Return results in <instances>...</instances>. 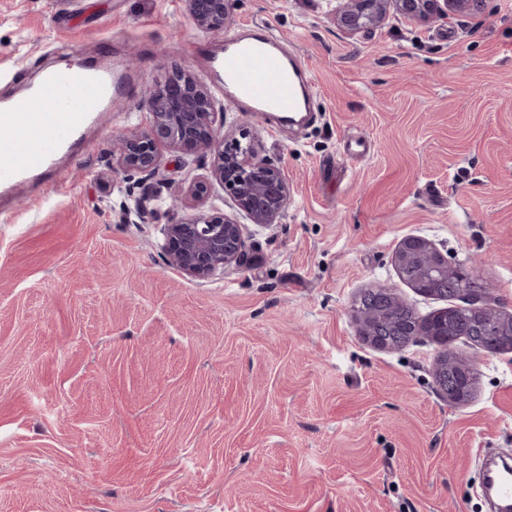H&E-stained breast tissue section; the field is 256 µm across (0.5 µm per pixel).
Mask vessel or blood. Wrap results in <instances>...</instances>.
<instances>
[{
  "label": "vessel or blood",
  "instance_id": "b4317fda",
  "mask_svg": "<svg viewBox=\"0 0 512 512\" xmlns=\"http://www.w3.org/2000/svg\"><path fill=\"white\" fill-rule=\"evenodd\" d=\"M286 44L270 27L255 25L210 55L209 66L242 110L281 122L307 111L313 93L305 67ZM111 99V75L77 61L47 72L26 97L0 107V185L44 168L85 118L104 111Z\"/></svg>",
  "mask_w": 512,
  "mask_h": 512
}]
</instances>
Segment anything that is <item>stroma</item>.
Here are the masks:
<instances>
[{
	"instance_id": "1",
	"label": "stroma",
	"mask_w": 512,
	"mask_h": 512,
	"mask_svg": "<svg viewBox=\"0 0 512 512\" xmlns=\"http://www.w3.org/2000/svg\"><path fill=\"white\" fill-rule=\"evenodd\" d=\"M247 24L288 38L318 117L275 132L229 108L291 201L241 266L194 280L161 227L206 160L165 149L158 176L116 175L112 141L174 68L224 102L190 47ZM65 49L117 92L48 172L0 188V512H491L479 458L512 455V356L458 341L477 380L451 405L438 346L373 349L352 307L377 286L422 318L447 307L400 278L414 234L512 313V0L354 35L326 0H236L220 33L184 0H0V98ZM147 188L153 222L127 223ZM448 367L451 372H459L466 369L464 362L457 357L454 351H448ZM448 367H443L440 356L436 359L433 375L435 386L440 395L448 400L450 404H457L466 401L472 394L473 390L467 393L461 391L452 378L448 377Z\"/></svg>"
}]
</instances>
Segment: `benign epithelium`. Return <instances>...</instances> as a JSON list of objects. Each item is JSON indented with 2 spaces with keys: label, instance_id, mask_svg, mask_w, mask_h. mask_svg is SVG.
<instances>
[{
  "label": "benign epithelium",
  "instance_id": "benign-epithelium-1",
  "mask_svg": "<svg viewBox=\"0 0 512 512\" xmlns=\"http://www.w3.org/2000/svg\"><path fill=\"white\" fill-rule=\"evenodd\" d=\"M194 24L203 31H219L231 22L236 0H185ZM487 0H336V23L348 34L379 27L389 12L422 25L446 19L451 14H476ZM147 114L145 126L113 139L112 156L115 172L155 175L160 167V149H172L182 155L210 159L208 174L192 180L187 188L188 199L174 198L171 208L187 207V200L196 203L195 212L175 224L161 228L164 255L169 267L194 279L204 280L224 273V269L239 265L245 255L250 235L248 224L259 229H271L285 215L291 192L284 170L274 162L259 156L256 141L247 131L237 134L224 130L226 108L219 107L202 79L188 66L181 67L148 93L143 104ZM220 185L231 198L235 213L212 206L203 209L214 185ZM149 197L141 195L127 214L143 224L154 217L155 210L147 207ZM431 264L435 275L432 287L419 289L429 296L448 298L444 288L447 275L456 274L459 295L466 298L472 309L495 314L512 324V315L494 308L488 290L476 286L471 268L448 260L433 243L420 236L401 239L393 253L397 269H403L414 259ZM391 309L383 310V320L375 323L366 313L355 311L359 336L366 344L380 347L378 337L392 336L382 330ZM433 375L440 395L450 404L466 401L472 391L463 392L441 359H436Z\"/></svg>",
  "mask_w": 512,
  "mask_h": 512
}]
</instances>
